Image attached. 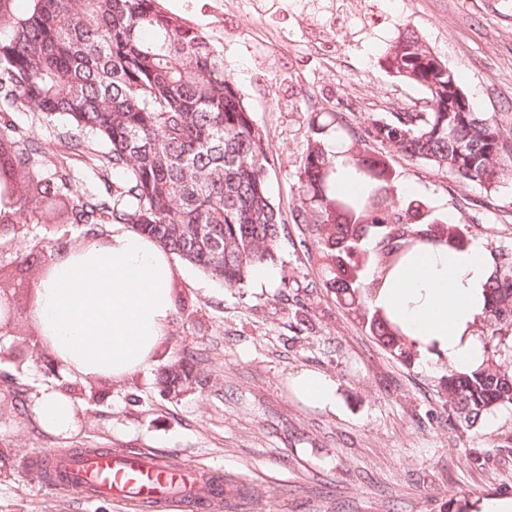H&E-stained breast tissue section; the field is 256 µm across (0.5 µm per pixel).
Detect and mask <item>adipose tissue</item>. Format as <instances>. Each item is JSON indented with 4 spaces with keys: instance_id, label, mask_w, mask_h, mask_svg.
<instances>
[{
    "instance_id": "obj_1",
    "label": "adipose tissue",
    "mask_w": 512,
    "mask_h": 512,
    "mask_svg": "<svg viewBox=\"0 0 512 512\" xmlns=\"http://www.w3.org/2000/svg\"><path fill=\"white\" fill-rule=\"evenodd\" d=\"M490 256L482 241L450 251L428 247L411 254L373 297L397 323L423 362L448 361L468 371L482 360L472 327L487 303ZM171 253L153 239L116 225L55 255L30 315L66 377L121 380L148 368L173 312ZM308 407L334 409L336 386L305 370L290 380ZM39 424L57 435L76 425L75 403L62 389L40 392Z\"/></svg>"
}]
</instances>
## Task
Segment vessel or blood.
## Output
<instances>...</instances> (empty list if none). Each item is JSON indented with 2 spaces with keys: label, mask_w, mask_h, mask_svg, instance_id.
Here are the masks:
<instances>
[{
  "label": "vessel or blood",
  "mask_w": 512,
  "mask_h": 512,
  "mask_svg": "<svg viewBox=\"0 0 512 512\" xmlns=\"http://www.w3.org/2000/svg\"><path fill=\"white\" fill-rule=\"evenodd\" d=\"M45 481L77 495H102L127 512H221L220 474L177 462L162 453L129 455L109 448H84L47 457Z\"/></svg>",
  "instance_id": "vessel-or-blood-1"
}]
</instances>
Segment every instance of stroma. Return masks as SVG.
<instances>
[{"label": "stroma", "instance_id": "1", "mask_svg": "<svg viewBox=\"0 0 512 512\" xmlns=\"http://www.w3.org/2000/svg\"><path fill=\"white\" fill-rule=\"evenodd\" d=\"M373 5L382 22L358 47L340 50L335 29L292 16L284 0H162L201 30L224 55L254 120L269 133L274 164L269 190L292 208L307 139L308 97L357 120L419 105L421 91L378 65L407 23L446 60L481 112L512 121V0H348ZM400 192L468 225L487 248L512 247V185L495 192L458 184L392 154ZM61 238L85 240L78 224L16 225L0 236V286L12 292V315L0 328V351L29 353L23 370L0 363V393L19 388L25 401L60 384L45 370L30 317L36 278L16 271L23 248ZM311 234L285 224L276 277L227 288L176 260L174 310L153 364L119 381L73 379L75 432L55 435L32 414L0 407V512H123L107 499L68 496L47 486L35 460L74 448L161 452L270 489V504L238 501L231 512H461L462 501L512 498V407L478 430L448 422L444 363L394 359L354 313L340 307L310 258ZM198 372L179 398L159 392L160 372L180 353ZM314 370L336 385L332 410L305 406L289 381ZM483 450L479 462L470 449Z\"/></svg>", "mask_w": 512, "mask_h": 512}]
</instances>
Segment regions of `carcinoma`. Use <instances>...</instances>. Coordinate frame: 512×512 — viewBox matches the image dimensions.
<instances>
[{
  "mask_svg": "<svg viewBox=\"0 0 512 512\" xmlns=\"http://www.w3.org/2000/svg\"><path fill=\"white\" fill-rule=\"evenodd\" d=\"M381 69L419 87L424 106L363 119L311 104L295 203L268 190L269 135L244 105L224 56L159 0H0V195L20 224L55 203L62 224L90 231L126 224L227 288L275 259L284 224L311 228L336 302L360 316L386 352L406 361L411 344L370 298L421 245L468 247L465 224H451L421 199L399 193L397 152L465 186L496 190L512 181V126L478 112L460 76L415 31L390 41ZM26 112L62 128L64 147L92 154L82 175L13 119ZM338 142L361 189L336 186ZM60 243L16 256V266H48ZM488 307L478 317L484 360L448 370V419L467 428L512 406V249H495ZM197 377L180 359L163 369L161 392L176 398Z\"/></svg>",
  "mask_w": 512,
  "mask_h": 512,
  "instance_id": "carcinoma-1",
  "label": "carcinoma"
}]
</instances>
